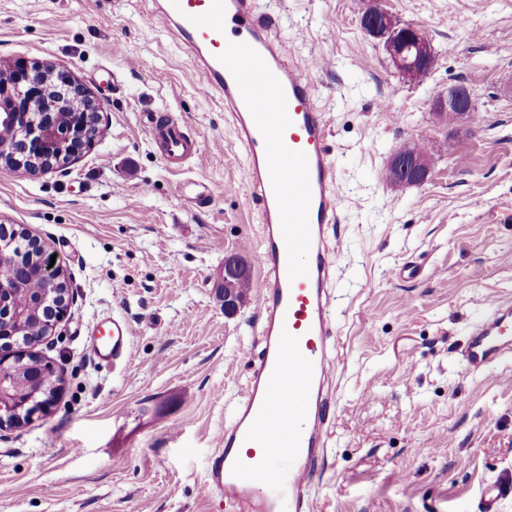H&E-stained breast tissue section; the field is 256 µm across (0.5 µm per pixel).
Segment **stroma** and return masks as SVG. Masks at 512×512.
Segmentation results:
<instances>
[{"mask_svg":"<svg viewBox=\"0 0 512 512\" xmlns=\"http://www.w3.org/2000/svg\"><path fill=\"white\" fill-rule=\"evenodd\" d=\"M159 0H0V59L50 61L103 104L107 132L68 170L0 169V225L56 256L73 290L38 347L55 403L0 428V512H225L207 484L215 432L243 392L258 293L226 315L212 276L252 260L261 212L224 102L150 20ZM363 0H263L331 118L341 199L335 294L342 361L314 512H477L482 484H512V363L466 373L459 347L512 294V0H379L428 37L416 82L361 26ZM469 88L470 123L432 102ZM198 144L170 169L148 120ZM431 144L430 174L395 185L392 155ZM417 277L399 276L406 262ZM129 322L132 353L90 351L89 326Z\"/></svg>","mask_w":512,"mask_h":512,"instance_id":"obj_1","label":"stroma"}]
</instances>
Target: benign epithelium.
<instances>
[{
    "instance_id": "benign-epithelium-1",
    "label": "benign epithelium",
    "mask_w": 512,
    "mask_h": 512,
    "mask_svg": "<svg viewBox=\"0 0 512 512\" xmlns=\"http://www.w3.org/2000/svg\"><path fill=\"white\" fill-rule=\"evenodd\" d=\"M363 29L379 39L392 65L413 82L427 72L433 58L430 41L413 27L401 28L386 10H378ZM11 73L10 88L0 93V167L22 168L30 174L56 171L96 140L103 125L101 104L73 76L51 64L24 60L0 61ZM434 115L451 124L472 119V95L463 85L448 89L434 102ZM396 179L420 184L430 167L422 153L396 152L389 161ZM41 241L0 227V266L11 274L0 277V427L18 425L52 403L59 385L41 388L43 374L24 379L27 357L40 358L36 346L53 335L70 305L63 273L50 266ZM249 268L237 255L224 257L218 296L224 312L239 307L238 289ZM34 280L45 284L30 288Z\"/></svg>"
}]
</instances>
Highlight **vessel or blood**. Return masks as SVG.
<instances>
[{
	"label": "vessel or blood",
	"mask_w": 512,
	"mask_h": 512,
	"mask_svg": "<svg viewBox=\"0 0 512 512\" xmlns=\"http://www.w3.org/2000/svg\"><path fill=\"white\" fill-rule=\"evenodd\" d=\"M158 22L174 27L200 75L224 100L246 152L245 176L263 223L254 251L258 352L248 356L244 395L219 429L209 484L226 512H312L313 480L328 446L340 353L334 338L328 244L337 223V173L327 150L328 117L314 102L319 61L287 56L258 0H162ZM167 166L197 146L178 125L153 122ZM104 360L130 357L132 329L112 319ZM460 353L484 372L512 360V297L493 301ZM505 488L482 486L478 512H501Z\"/></svg>",
	"instance_id": "1"
}]
</instances>
